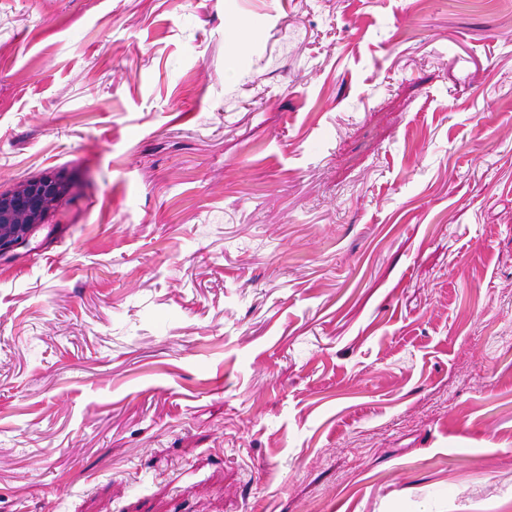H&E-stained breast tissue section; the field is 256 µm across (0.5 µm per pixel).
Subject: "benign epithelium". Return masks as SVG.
<instances>
[{"label":"benign epithelium","mask_w":512,"mask_h":512,"mask_svg":"<svg viewBox=\"0 0 512 512\" xmlns=\"http://www.w3.org/2000/svg\"><path fill=\"white\" fill-rule=\"evenodd\" d=\"M70 189L65 176L52 172L0 192V256L26 246Z\"/></svg>","instance_id":"7a95c632"}]
</instances>
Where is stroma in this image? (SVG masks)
<instances>
[{"label":"stroma","instance_id":"35a3bbf8","mask_svg":"<svg viewBox=\"0 0 512 512\" xmlns=\"http://www.w3.org/2000/svg\"><path fill=\"white\" fill-rule=\"evenodd\" d=\"M0 512H512V0H0ZM70 189L65 176L52 172L0 192V256L25 247Z\"/></svg>","mask_w":512,"mask_h":512}]
</instances>
